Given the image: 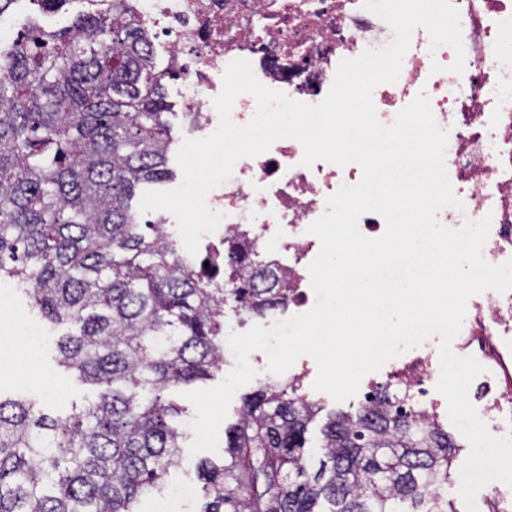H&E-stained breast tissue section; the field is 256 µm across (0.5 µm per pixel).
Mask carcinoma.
<instances>
[{"mask_svg": "<svg viewBox=\"0 0 512 512\" xmlns=\"http://www.w3.org/2000/svg\"><path fill=\"white\" fill-rule=\"evenodd\" d=\"M87 2L70 29L0 42V283L24 287L62 329L58 365L98 389L65 416L0 394V512H143L186 437L169 391L224 365V310L242 321L287 299L269 265L241 268L238 241L220 288L140 223L137 189L169 174L172 74L127 0ZM318 412L296 384L244 395L224 458L198 465L200 512H459V445L409 390L334 414L315 464Z\"/></svg>", "mask_w": 512, "mask_h": 512, "instance_id": "obj_1", "label": "carcinoma"}]
</instances>
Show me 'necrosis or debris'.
<instances>
[{"label": "necrosis or debris", "instance_id": "1", "mask_svg": "<svg viewBox=\"0 0 512 512\" xmlns=\"http://www.w3.org/2000/svg\"><path fill=\"white\" fill-rule=\"evenodd\" d=\"M465 48L463 72L451 71L449 46L431 48L426 29L416 28L394 83L375 88L381 123L418 94L431 103L437 125L448 134L445 164L464 208H446L438 221L457 229L491 216L484 259H512V0H451ZM151 43L165 45L167 67L192 131L208 136L217 127L210 103L223 87L230 62L248 60L257 79L309 105L327 95L338 63L379 48L392 38L390 25L366 11L362 0H130ZM303 148L291 138L275 141L256 157L239 159L229 180L212 189L208 207L222 213L215 233L203 236V258L221 277L228 239L271 257L275 273L288 282L285 319L315 304L309 266L320 251L309 226L326 210L342 184L362 177L359 165L319 162L302 166ZM461 356L485 368L472 385L471 403L496 437L512 434V291L492 289L471 297L453 342ZM386 380L409 387L418 408L439 421L443 400L434 340L407 350L382 368Z\"/></svg>", "mask_w": 512, "mask_h": 512}]
</instances>
